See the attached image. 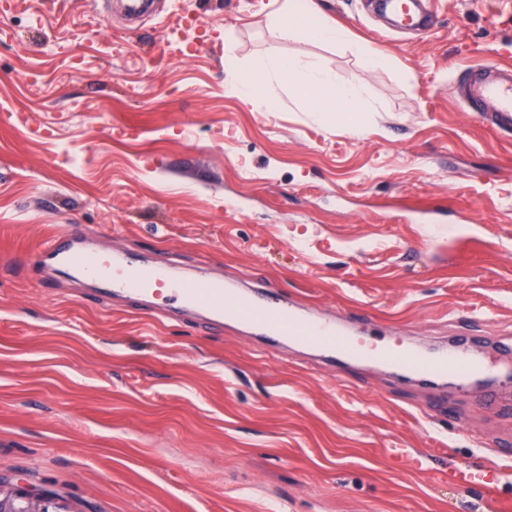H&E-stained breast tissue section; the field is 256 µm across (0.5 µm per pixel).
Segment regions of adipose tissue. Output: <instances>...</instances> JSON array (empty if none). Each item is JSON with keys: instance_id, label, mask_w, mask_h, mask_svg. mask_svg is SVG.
Returning <instances> with one entry per match:
<instances>
[{"instance_id": "obj_1", "label": "adipose tissue", "mask_w": 512, "mask_h": 512, "mask_svg": "<svg viewBox=\"0 0 512 512\" xmlns=\"http://www.w3.org/2000/svg\"><path fill=\"white\" fill-rule=\"evenodd\" d=\"M280 33L286 39L301 33L324 44L346 38L342 28L322 19L313 0H284ZM226 71L233 90L260 111L277 108L279 92L287 84L311 104L318 121L330 122L339 112L352 117L361 109L355 89L338 84L335 75L315 61L274 56L261 63L248 82L238 77L235 66H227Z\"/></svg>"}]
</instances>
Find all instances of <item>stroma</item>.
<instances>
[{
    "label": "stroma",
    "mask_w": 512,
    "mask_h": 512,
    "mask_svg": "<svg viewBox=\"0 0 512 512\" xmlns=\"http://www.w3.org/2000/svg\"><path fill=\"white\" fill-rule=\"evenodd\" d=\"M314 2L346 42L282 39L274 0H154L136 20L122 0H0L1 483L65 512H487L435 479L452 454L512 496V359L489 406L481 387L154 319L40 257L79 224L91 248L362 315L377 340H512V131L453 87L465 63H512V0H438L424 35L371 0ZM180 16L204 27L173 55ZM356 41L390 65L364 72ZM228 52L245 79L283 55L360 85L362 137L288 88L256 110Z\"/></svg>",
    "instance_id": "35a3bbf8"
}]
</instances>
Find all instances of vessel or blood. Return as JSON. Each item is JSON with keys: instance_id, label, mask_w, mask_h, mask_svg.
<instances>
[{"instance_id": "1", "label": "vessel or blood", "mask_w": 512, "mask_h": 512, "mask_svg": "<svg viewBox=\"0 0 512 512\" xmlns=\"http://www.w3.org/2000/svg\"><path fill=\"white\" fill-rule=\"evenodd\" d=\"M463 74L456 85L461 104L495 127L512 130V65L476 62L467 65ZM85 237L81 225H69L50 236L44 244V254L50 262L90 279L107 296L156 295L171 301L173 307L202 312L212 321L233 319L252 334L272 341L289 338L338 361H366L426 379L451 377L464 384L485 375L492 367L487 359L469 353L463 343L428 354L399 343L393 336L367 342L363 330L304 317L296 308L253 288L230 287L223 280L210 277L179 279L161 261L141 265L124 254L87 251L81 246ZM444 475L460 489L482 488L489 512H512V501L499 497L497 482L485 467L452 458Z\"/></svg>"}]
</instances>
